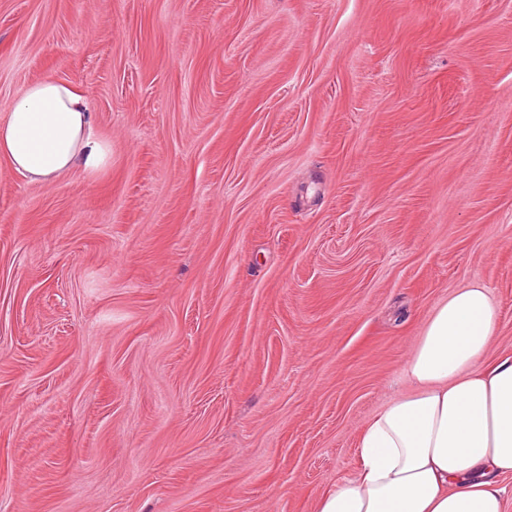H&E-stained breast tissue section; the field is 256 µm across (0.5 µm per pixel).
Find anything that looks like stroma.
Here are the masks:
<instances>
[{"mask_svg": "<svg viewBox=\"0 0 512 512\" xmlns=\"http://www.w3.org/2000/svg\"><path fill=\"white\" fill-rule=\"evenodd\" d=\"M112 165L0 162V512H312L436 306L512 353V0H0Z\"/></svg>", "mask_w": 512, "mask_h": 512, "instance_id": "35a3bbf8", "label": "stroma"}]
</instances>
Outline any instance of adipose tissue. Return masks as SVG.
Returning a JSON list of instances; mask_svg holds the SVG:
<instances>
[{
	"mask_svg": "<svg viewBox=\"0 0 512 512\" xmlns=\"http://www.w3.org/2000/svg\"><path fill=\"white\" fill-rule=\"evenodd\" d=\"M0 161L32 183L76 170L93 179L112 145L95 133L88 98L47 76L0 118ZM497 328L483 285L439 304L404 368L414 392L366 425L353 477L314 512H512V354L488 358Z\"/></svg>",
	"mask_w": 512,
	"mask_h": 512,
	"instance_id": "ef3b65f1",
	"label": "adipose tissue"
}]
</instances>
